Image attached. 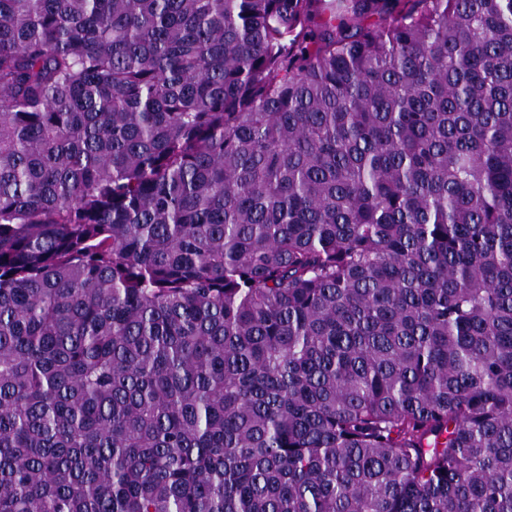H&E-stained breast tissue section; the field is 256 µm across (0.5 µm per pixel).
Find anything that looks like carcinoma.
Returning <instances> with one entry per match:
<instances>
[{"mask_svg":"<svg viewBox=\"0 0 512 512\" xmlns=\"http://www.w3.org/2000/svg\"><path fill=\"white\" fill-rule=\"evenodd\" d=\"M0 512H512V0H0Z\"/></svg>","mask_w":512,"mask_h":512,"instance_id":"obj_1","label":"carcinoma"}]
</instances>
